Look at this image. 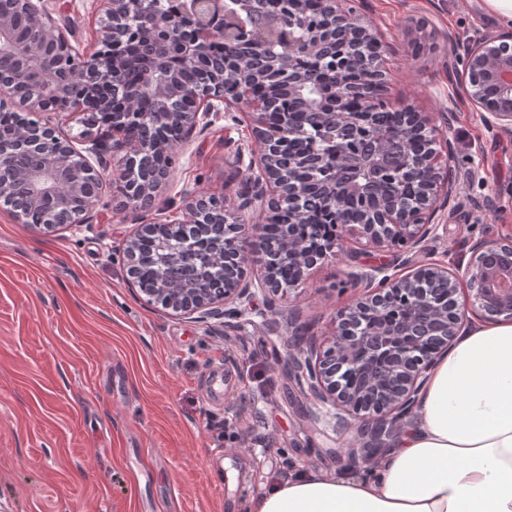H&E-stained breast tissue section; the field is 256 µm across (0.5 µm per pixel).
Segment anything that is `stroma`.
<instances>
[{
  "label": "stroma",
  "mask_w": 512,
  "mask_h": 512,
  "mask_svg": "<svg viewBox=\"0 0 512 512\" xmlns=\"http://www.w3.org/2000/svg\"><path fill=\"white\" fill-rule=\"evenodd\" d=\"M80 50H98L93 0H50ZM364 12L394 52L387 95L394 105L453 111L459 193L437 238L415 256L448 264L470 239L512 237V134L488 131L466 98L457 53L498 30L483 0H364ZM433 50L415 56L412 40ZM248 125L215 119L177 144L171 183L147 210H125L113 181L91 228L37 230L0 206V507L6 512H246L277 478L336 472L352 443L314 427L277 356L283 339L261 318L240 329L199 323L145 306L128 282L118 242L139 224L184 219L180 192L233 194L247 179L232 166ZM395 250L348 241L316 268L303 290L279 301L307 335L322 338L337 306L357 288L355 264L391 260ZM244 368L232 392L214 398L206 375L226 360ZM254 398L228 418L236 394Z\"/></svg>",
  "instance_id": "35a3bbf8"
}]
</instances>
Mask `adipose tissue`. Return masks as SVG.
<instances>
[{"label":"adipose tissue","instance_id":"1","mask_svg":"<svg viewBox=\"0 0 512 512\" xmlns=\"http://www.w3.org/2000/svg\"><path fill=\"white\" fill-rule=\"evenodd\" d=\"M249 512H512V321L457 338L371 468L278 479Z\"/></svg>","mask_w":512,"mask_h":512}]
</instances>
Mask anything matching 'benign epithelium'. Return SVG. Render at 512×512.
Returning a JSON list of instances; mask_svg holds the SVG:
<instances>
[{"label": "benign epithelium", "mask_w": 512, "mask_h": 512, "mask_svg": "<svg viewBox=\"0 0 512 512\" xmlns=\"http://www.w3.org/2000/svg\"><path fill=\"white\" fill-rule=\"evenodd\" d=\"M102 14L99 42L111 48L109 57L79 53L68 31L53 25L44 0H26L31 24L42 30L43 41L30 44L18 39L10 16L0 13V48L15 55L13 73L0 75V94L12 96L15 87L31 76L49 78L23 103L31 114L80 110L98 116H117L112 145L82 133L86 151L68 138L44 132L47 124L33 121L22 137L0 134V160L17 151L32 154L38 164L20 177L24 185L17 218L29 210L43 215L42 228H81L90 223L101 201L99 168H112L125 184L136 157L145 158L140 187L128 203L151 205L170 178L174 147L154 145L141 134L142 124L175 123L186 139L211 116L251 125L250 140L233 150L238 166L254 176L234 197L183 192L187 223L202 224L213 205H229L237 213L258 214L274 224L283 212L303 217L310 208L336 211V233L310 243L288 237L276 248H266L262 225L235 224L234 232L220 226L217 252L224 260V287L210 283L208 269L196 270L191 287L178 291L167 286V256L159 258L152 288L140 289L142 300L168 313L206 322H224L257 313L254 300L261 294L270 315L264 324L280 327L276 301L302 288L317 265L343 250V240L353 231L381 247L400 244L419 247L439 227L443 213L458 194L456 152L452 139L429 112L412 107L397 109L383 91L384 71L369 69L365 58L384 63L389 45L359 7V0H278L272 10L265 0H238L231 12L226 0H181L177 14H169L152 0H97ZM136 20L152 29L158 43L180 57L185 68L197 67L210 45L224 44V60L211 63L212 79L206 86H191L177 72L150 79L153 111L139 108L138 94L112 86L110 80L126 53L130 29ZM282 35V58L311 57L318 53L329 69L294 75L272 66L225 91L224 65L243 56L274 49ZM468 99L482 112L488 130L512 132V108L500 99H512V31L484 35L469 43L458 57ZM288 85V97L272 117L270 85ZM296 107L316 115L315 142L322 145L314 158L291 154L274 156L270 146L287 144L286 119ZM379 112H389L393 127L384 131L373 122ZM165 225L140 224L123 241L130 285H136V247L140 237L164 239ZM268 249L262 270L247 275L249 253ZM468 257L451 264H427L399 276L385 263L364 265L350 273L368 290L336 312L333 327L321 343L288 337L284 357L290 378L309 402V417L343 433L357 427L366 438L364 447L384 453L390 441L412 416L420 391L435 363L448 352L469 323L472 313L486 319H512V240L483 239L468 246ZM294 273L283 279L282 266ZM465 284L469 305L457 301Z\"/></svg>", "instance_id": "benign-epithelium-1"}]
</instances>
